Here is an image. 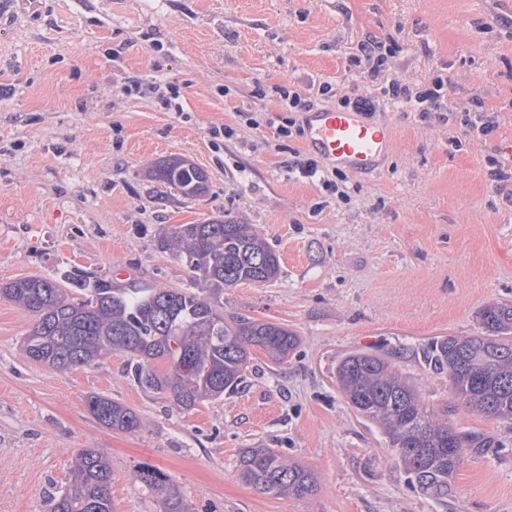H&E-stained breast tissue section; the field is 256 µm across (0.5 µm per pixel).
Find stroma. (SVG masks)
Here are the masks:
<instances>
[{"mask_svg":"<svg viewBox=\"0 0 512 512\" xmlns=\"http://www.w3.org/2000/svg\"><path fill=\"white\" fill-rule=\"evenodd\" d=\"M371 36L396 44L402 83L450 78L440 111L379 95L352 63ZM136 78L179 87L182 111L126 94ZM279 85L320 108L375 97L370 119L393 146L380 169L348 175L349 200L289 177L290 150L306 145L265 123L282 111ZM478 114L494 122L481 141ZM223 126L233 136L213 138ZM490 156L512 168V0H0V283L80 271L186 288L160 228L226 214L270 243L281 274L226 289L225 314L299 338L283 364L254 349L241 389L185 411L135 386L123 355L64 372L29 359L32 317L0 297V512H45L82 448L108 456L117 512H160L133 478L142 464L169 475L191 512H512V424L470 413L421 359L433 342L482 335L479 311L512 302V188L488 175ZM171 157L206 171V197L150 180ZM359 351L402 355L430 407L489 438L447 500L414 490L386 436L347 404L336 370ZM94 394L133 409L140 431L101 425L85 406ZM246 448L307 464L316 494L246 484Z\"/></svg>","mask_w":512,"mask_h":512,"instance_id":"35a3bbf8","label":"stroma"}]
</instances>
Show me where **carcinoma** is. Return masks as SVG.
I'll return each instance as SVG.
<instances>
[{
    "label": "carcinoma",
    "instance_id": "1",
    "mask_svg": "<svg viewBox=\"0 0 512 512\" xmlns=\"http://www.w3.org/2000/svg\"><path fill=\"white\" fill-rule=\"evenodd\" d=\"M173 157L156 163L151 178L186 198L208 192L200 167ZM158 248L186 263L193 288H166L131 279L116 285L97 276H40L0 284V295L28 311L33 325L22 341L28 358L58 371L88 367L115 353L127 356V374L143 390L160 392L191 410L210 398L234 393L246 382L251 349L277 363L288 360L299 338L287 326L224 315V289L270 283L280 275L277 252L248 224L218 216L199 224L163 228ZM74 289L81 296L74 297ZM483 336L450 337L423 350V361L448 382L459 403L476 414L512 424V304L493 303L479 312ZM399 357L361 352L337 369L347 403L377 424L419 493L445 499L476 437L456 427L448 409L437 412L402 372ZM103 426L136 433L141 419L105 396L86 399ZM240 478L260 492L305 498L317 491L313 472L272 448H246ZM134 477L162 498V512H189L177 486L161 470L142 466ZM112 471L104 452L76 453L65 490L48 497L45 512H115Z\"/></svg>",
    "mask_w": 512,
    "mask_h": 512
}]
</instances>
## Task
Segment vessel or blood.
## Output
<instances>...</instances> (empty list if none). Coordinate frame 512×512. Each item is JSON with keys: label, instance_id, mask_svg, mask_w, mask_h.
Returning a JSON list of instances; mask_svg holds the SVG:
<instances>
[{"label": "vessel or blood", "instance_id": "vessel-or-blood-1", "mask_svg": "<svg viewBox=\"0 0 512 512\" xmlns=\"http://www.w3.org/2000/svg\"><path fill=\"white\" fill-rule=\"evenodd\" d=\"M304 133L307 148L328 167L361 175L378 168L393 140L390 126L370 122L353 108L306 113Z\"/></svg>", "mask_w": 512, "mask_h": 512}]
</instances>
